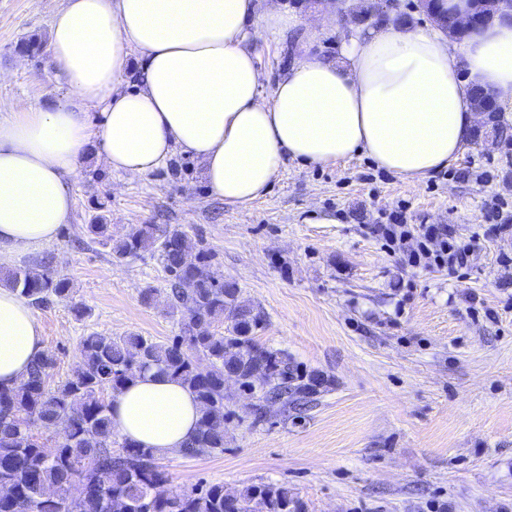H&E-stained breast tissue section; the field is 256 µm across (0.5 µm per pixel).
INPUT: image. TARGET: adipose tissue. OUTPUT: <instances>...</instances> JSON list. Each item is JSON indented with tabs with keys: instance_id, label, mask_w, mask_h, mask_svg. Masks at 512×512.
Listing matches in <instances>:
<instances>
[{
	"instance_id": "1",
	"label": "adipose tissue",
	"mask_w": 512,
	"mask_h": 512,
	"mask_svg": "<svg viewBox=\"0 0 512 512\" xmlns=\"http://www.w3.org/2000/svg\"><path fill=\"white\" fill-rule=\"evenodd\" d=\"M501 11L460 39L435 23L356 31L336 59L296 56L266 96L257 32L331 28L335 5L303 22L259 0H65L49 51L67 101L0 107V265L70 223L92 147L129 176L183 152L232 205L264 197L287 156L310 166L362 154L409 182L448 167L478 124L473 88L512 105V5ZM44 347L32 307L0 287V386H17ZM200 415L187 387L155 371L111 399L113 429L159 456L185 448Z\"/></svg>"
}]
</instances>
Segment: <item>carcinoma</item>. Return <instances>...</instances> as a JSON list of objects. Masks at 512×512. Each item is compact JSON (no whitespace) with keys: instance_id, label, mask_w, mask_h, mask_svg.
I'll return each instance as SVG.
<instances>
[{"instance_id":"obj_1","label":"carcinoma","mask_w":512,"mask_h":512,"mask_svg":"<svg viewBox=\"0 0 512 512\" xmlns=\"http://www.w3.org/2000/svg\"><path fill=\"white\" fill-rule=\"evenodd\" d=\"M473 13L486 23L497 16V0H472ZM357 25L387 22L372 3L356 12ZM475 110L485 115L472 139L492 133L512 140L496 106L481 89L473 91ZM83 225L91 240L107 245L118 257L145 250L157 253L165 273L170 306L178 315L179 334L160 343L136 334L112 337L90 333L80 342V367L53 390L48 380L53 355L42 352L16 388H0V486L12 496L0 498V512H301L290 507L288 487L268 483L229 494L213 484L191 489L172 487L156 455L133 441L116 440L110 417L111 395L153 368L179 380L201 407L198 429L181 450L187 456L224 453V379L236 378L240 389L257 400L263 417L268 403L281 408L301 403L317 392V379L301 374L288 354L258 342L262 318L236 283L224 279L215 254L197 250L187 264L180 252L185 231L161 224H135L112 238L105 204ZM36 307L72 296L69 279L50 271L49 258L9 271L0 279ZM224 324V331L211 327ZM58 432L48 446L31 426Z\"/></svg>"}]
</instances>
